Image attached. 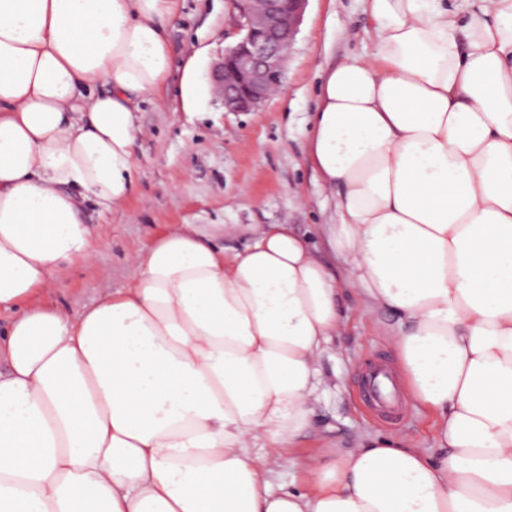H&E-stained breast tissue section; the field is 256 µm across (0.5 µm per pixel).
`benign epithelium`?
Listing matches in <instances>:
<instances>
[{
    "label": "benign epithelium",
    "instance_id": "1",
    "mask_svg": "<svg viewBox=\"0 0 512 512\" xmlns=\"http://www.w3.org/2000/svg\"><path fill=\"white\" fill-rule=\"evenodd\" d=\"M241 36L211 71L227 112L258 108L278 88L307 0H232Z\"/></svg>",
    "mask_w": 512,
    "mask_h": 512
}]
</instances>
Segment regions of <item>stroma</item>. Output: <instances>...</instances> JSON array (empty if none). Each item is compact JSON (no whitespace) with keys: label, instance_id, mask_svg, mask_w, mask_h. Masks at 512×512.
I'll list each match as a JSON object with an SVG mask.
<instances>
[{"label":"stroma","instance_id":"1","mask_svg":"<svg viewBox=\"0 0 512 512\" xmlns=\"http://www.w3.org/2000/svg\"><path fill=\"white\" fill-rule=\"evenodd\" d=\"M375 26L367 0H308L279 90L256 110L228 112L209 73L239 39L236 12L231 0H183L168 31L173 68L137 114L142 132L133 145L135 188L120 206L86 208L84 219L98 243L96 257L71 266L44 294V302L75 315L103 289L126 288L131 257L172 224H195L208 232L218 224L235 225L224 239L234 250L248 242L252 225L286 224L314 238L331 271L342 274L341 260L317 232L318 225L340 218L307 145L327 71L346 58L370 55ZM193 56L199 59L203 93L196 110L187 112L179 89L183 65ZM341 306L346 327L321 363L336 387L316 405L296 455L353 448L362 436L374 434H400L431 451L436 418L428 408L402 396L405 415L392 425L361 401L359 374L380 360L398 365L383 335L396 326V315L371 308L353 288L342 293Z\"/></svg>","mask_w":512,"mask_h":512}]
</instances>
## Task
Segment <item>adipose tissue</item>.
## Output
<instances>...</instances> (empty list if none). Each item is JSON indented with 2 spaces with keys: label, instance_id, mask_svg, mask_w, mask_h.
<instances>
[{
  "label": "adipose tissue",
  "instance_id": "obj_1",
  "mask_svg": "<svg viewBox=\"0 0 512 512\" xmlns=\"http://www.w3.org/2000/svg\"><path fill=\"white\" fill-rule=\"evenodd\" d=\"M179 0H0V512H512V0H369L308 144L336 278L287 225L226 251L177 224L79 315L41 290L134 188ZM391 310L434 454L398 436L298 459L342 289ZM312 477L274 489L267 449Z\"/></svg>",
  "mask_w": 512,
  "mask_h": 512
}]
</instances>
